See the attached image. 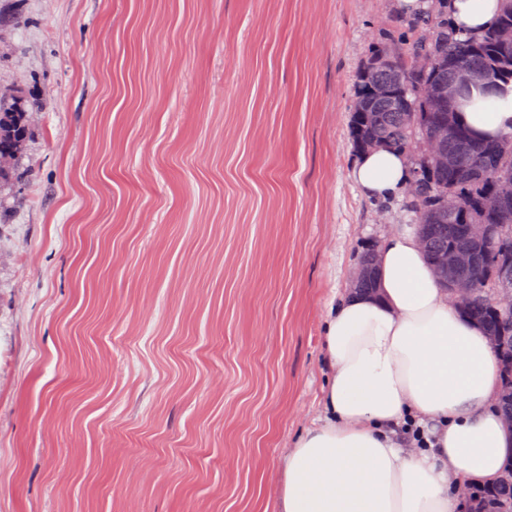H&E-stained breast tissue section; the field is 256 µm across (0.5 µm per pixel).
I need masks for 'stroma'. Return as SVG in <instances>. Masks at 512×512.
<instances>
[{
	"label": "stroma",
	"instance_id": "35a3bbf8",
	"mask_svg": "<svg viewBox=\"0 0 512 512\" xmlns=\"http://www.w3.org/2000/svg\"><path fill=\"white\" fill-rule=\"evenodd\" d=\"M399 0H0L32 176L0 232V512H278L386 217L355 75Z\"/></svg>",
	"mask_w": 512,
	"mask_h": 512
}]
</instances>
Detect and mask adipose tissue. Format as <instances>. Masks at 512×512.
<instances>
[{
	"label": "adipose tissue",
	"mask_w": 512,
	"mask_h": 512,
	"mask_svg": "<svg viewBox=\"0 0 512 512\" xmlns=\"http://www.w3.org/2000/svg\"><path fill=\"white\" fill-rule=\"evenodd\" d=\"M499 8V0H448V22L477 33ZM461 118L485 135L512 130V92ZM409 177L406 156L389 148L360 153L353 170L374 200L402 196ZM379 255L376 293H350L327 316L325 421L288 452L281 512H457L454 481L490 485L512 462L483 329L436 282L410 228L387 236ZM408 417L437 422L430 448L398 446Z\"/></svg>",
	"instance_id": "obj_1"
}]
</instances>
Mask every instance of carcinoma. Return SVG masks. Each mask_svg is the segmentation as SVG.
<instances>
[{"label":"carcinoma","mask_w":512,"mask_h":512,"mask_svg":"<svg viewBox=\"0 0 512 512\" xmlns=\"http://www.w3.org/2000/svg\"><path fill=\"white\" fill-rule=\"evenodd\" d=\"M423 2L426 7L419 16L402 22V31L386 35L369 48L354 82L357 108L350 113L349 134L358 153L374 143L378 148H396L411 158L419 193L414 199H403V207L428 258L454 250L472 253V266L456 272L475 283L471 301L460 310L486 332L502 384L498 408L511 419L512 311L496 310L492 298L499 290H512V132L494 140L481 139L458 114L459 105L476 103L473 85L481 84L485 99L512 85V46L496 39L498 28L512 26V0H501L496 22L477 36L448 25L443 10L447 0ZM419 57L430 65L416 67ZM459 64L475 73L476 79L463 86L453 102L433 106L429 91L454 80ZM376 83L386 86L389 95H371L369 90ZM38 112L40 98L33 93L0 94L2 129L11 128L29 139ZM442 121L452 128L441 149L456 158L453 169L415 155L417 142ZM26 153L27 149L0 139V171L9 173L7 191L11 193L32 175L30 166L23 165ZM450 191L461 200L462 214L457 217L441 208V196ZM467 224H492L499 230L487 243L471 238L465 231ZM470 508L471 512H512V464L495 485L472 487Z\"/></svg>","instance_id":"1"}]
</instances>
